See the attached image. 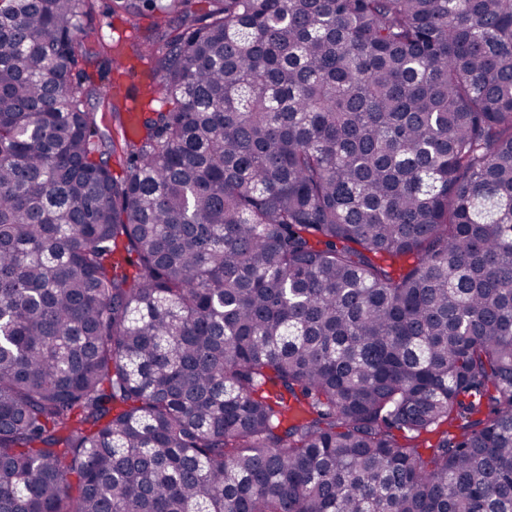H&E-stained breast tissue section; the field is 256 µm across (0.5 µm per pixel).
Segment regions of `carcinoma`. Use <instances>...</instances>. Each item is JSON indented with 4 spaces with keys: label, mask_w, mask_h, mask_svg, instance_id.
Wrapping results in <instances>:
<instances>
[{
    "label": "carcinoma",
    "mask_w": 512,
    "mask_h": 512,
    "mask_svg": "<svg viewBox=\"0 0 512 512\" xmlns=\"http://www.w3.org/2000/svg\"><path fill=\"white\" fill-rule=\"evenodd\" d=\"M94 2L0 0V512H512V0H110L137 140ZM108 0H98L95 2L94 12L89 21L92 26L99 29L107 41L112 42L120 37L119 47L120 55L114 52V63L110 66V72L107 75L110 80H117L124 84L130 90L131 99L138 101L140 104H148L145 94H151L157 98L153 105L159 106L163 98V92L157 84L148 85L142 76L143 70L150 69V60L140 62L133 55L130 43L139 39L142 40L148 35L149 20H143L140 23L138 31L133 30L124 21L121 14L111 15L107 11ZM132 70V71H131Z\"/></svg>",
    "instance_id": "1"
}]
</instances>
